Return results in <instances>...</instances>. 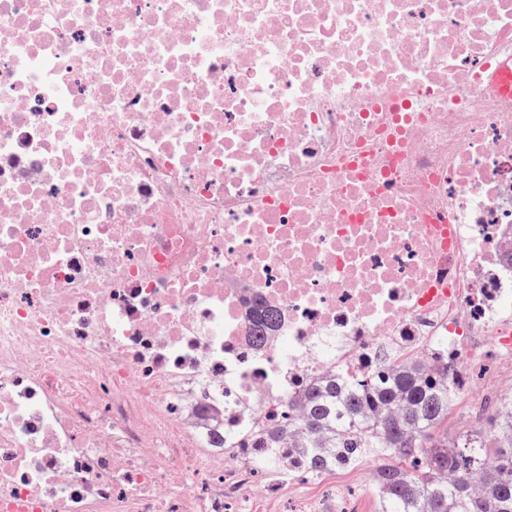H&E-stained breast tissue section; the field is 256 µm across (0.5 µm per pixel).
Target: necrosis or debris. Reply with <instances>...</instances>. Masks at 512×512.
Masks as SVG:
<instances>
[{"instance_id":"4bbe7bcc","label":"necrosis or debris","mask_w":512,"mask_h":512,"mask_svg":"<svg viewBox=\"0 0 512 512\" xmlns=\"http://www.w3.org/2000/svg\"><path fill=\"white\" fill-rule=\"evenodd\" d=\"M505 64L512 0H0V512H253L306 384L512 370Z\"/></svg>"}]
</instances>
